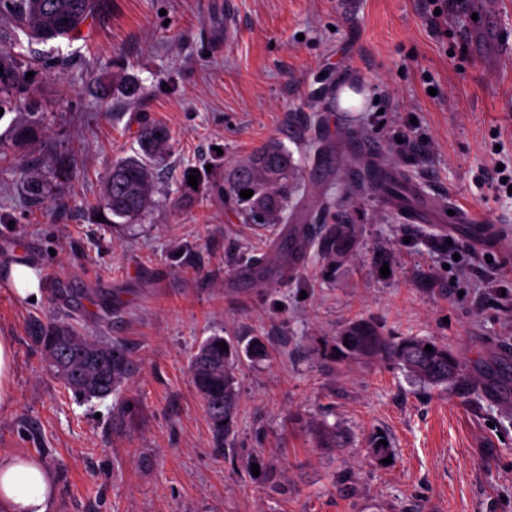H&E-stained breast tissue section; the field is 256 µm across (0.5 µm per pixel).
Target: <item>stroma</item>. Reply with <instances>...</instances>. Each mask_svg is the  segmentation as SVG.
Here are the masks:
<instances>
[{
  "label": "stroma",
  "instance_id": "stroma-1",
  "mask_svg": "<svg viewBox=\"0 0 512 512\" xmlns=\"http://www.w3.org/2000/svg\"><path fill=\"white\" fill-rule=\"evenodd\" d=\"M224 2L101 0L82 39L39 47L72 66L38 71L37 96L0 117V336L15 352L0 453L24 451L52 471L51 512H512V309L489 304L480 278L443 249L466 243L468 225L410 224L383 196H341L315 178L319 145L332 143L344 168L364 160L348 137L376 145L422 193L502 222L504 239L472 252L512 287V198L480 180L512 156V58L482 71L457 0H232L229 32ZM131 81L143 89L134 100ZM345 88L362 108L331 109ZM35 114L44 137L12 141ZM146 118L171 133L155 203L114 226L100 219L106 176L134 155ZM409 130L427 143L424 158L400 152ZM271 139L299 165L289 223L351 224L356 242L341 264L312 248L296 278L260 286L235 274L272 237L219 186ZM34 166L42 206L26 193ZM189 169L201 181L181 206ZM15 263L36 269L39 301L11 294ZM360 318L448 345L460 382L427 386L378 359L330 361L339 331ZM55 320L126 345L133 370L116 394L79 399L47 370L30 330ZM216 334L266 351L239 364L221 447L189 373ZM333 427L346 447H323ZM378 433L390 463L370 447Z\"/></svg>",
  "mask_w": 512,
  "mask_h": 512
}]
</instances>
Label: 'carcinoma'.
Instances as JSON below:
<instances>
[{
    "label": "carcinoma",
    "mask_w": 512,
    "mask_h": 512,
    "mask_svg": "<svg viewBox=\"0 0 512 512\" xmlns=\"http://www.w3.org/2000/svg\"><path fill=\"white\" fill-rule=\"evenodd\" d=\"M96 0H0V16L14 23L26 38L29 53L0 48V109L29 99L36 94L35 83L26 74L42 66L50 71L70 64L42 62L32 44L79 37L80 28L95 16ZM67 22H62V19ZM40 123L16 126L11 138L26 143L41 137ZM137 139L141 153L116 162L107 176L103 208L112 217L130 223L146 213L153 203L151 163L169 147L167 126L145 120ZM299 168L293 154L280 141L271 139L246 158L236 161L224 174V197L241 207L247 220L267 229L288 221V202L296 192ZM254 194L245 199L243 190ZM355 241V225L327 224L315 241L317 251L339 263L347 258ZM33 341L46 357H55L53 373L60 375L75 396L91 400L115 393L131 372L128 349L120 343L92 340L65 322L38 325ZM222 336H211L200 346L190 363L192 380L204 399L217 447L233 431L238 406L235 370L240 363L238 349L231 342L219 343ZM430 345L433 351H425ZM336 361L379 358L407 370L417 380L432 386L453 381L460 360L446 344L425 338H394L368 319L349 324L337 338Z\"/></svg>",
    "instance_id": "1"
}]
</instances>
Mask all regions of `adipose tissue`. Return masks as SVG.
<instances>
[{
	"instance_id": "ef3b65f1",
	"label": "adipose tissue",
	"mask_w": 512,
	"mask_h": 512,
	"mask_svg": "<svg viewBox=\"0 0 512 512\" xmlns=\"http://www.w3.org/2000/svg\"><path fill=\"white\" fill-rule=\"evenodd\" d=\"M55 488L41 461L21 451L0 454V512H49Z\"/></svg>"
}]
</instances>
